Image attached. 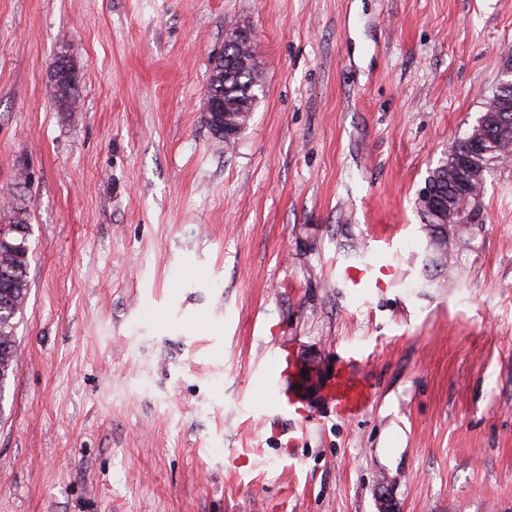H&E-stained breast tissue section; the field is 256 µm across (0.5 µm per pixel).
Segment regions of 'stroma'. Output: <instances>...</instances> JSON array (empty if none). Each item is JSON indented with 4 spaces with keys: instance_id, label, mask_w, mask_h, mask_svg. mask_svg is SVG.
Wrapping results in <instances>:
<instances>
[{
    "instance_id": "obj_1",
    "label": "stroma",
    "mask_w": 512,
    "mask_h": 512,
    "mask_svg": "<svg viewBox=\"0 0 512 512\" xmlns=\"http://www.w3.org/2000/svg\"><path fill=\"white\" fill-rule=\"evenodd\" d=\"M235 29L264 82L229 147ZM510 53L512 0H0V202L30 224L0 512H378L383 477L397 512H512V163L431 277L417 206ZM71 69L65 60L59 59L55 63L53 67L55 79L51 85V97L54 102L58 101L69 91V83L73 73ZM336 407L341 414L356 415L365 406V389L354 375L340 378L336 386Z\"/></svg>"
}]
</instances>
